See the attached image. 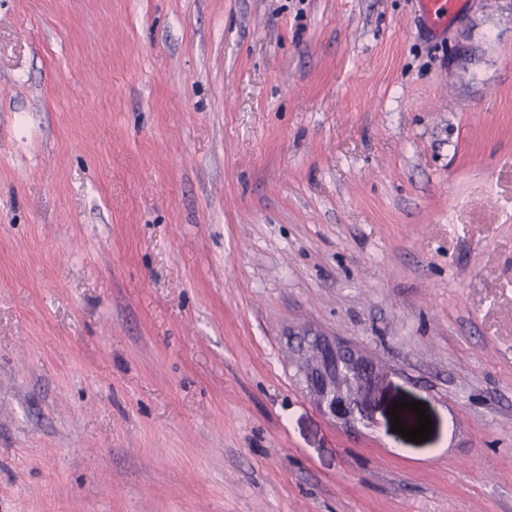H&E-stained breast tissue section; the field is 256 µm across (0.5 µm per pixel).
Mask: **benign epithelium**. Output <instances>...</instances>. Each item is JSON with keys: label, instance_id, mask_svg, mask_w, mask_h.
I'll list each match as a JSON object with an SVG mask.
<instances>
[{"label": "benign epithelium", "instance_id": "1", "mask_svg": "<svg viewBox=\"0 0 512 512\" xmlns=\"http://www.w3.org/2000/svg\"><path fill=\"white\" fill-rule=\"evenodd\" d=\"M292 348L306 390L324 413L349 427L373 420L372 396L383 377L376 360L307 329L296 333Z\"/></svg>", "mask_w": 512, "mask_h": 512}]
</instances>
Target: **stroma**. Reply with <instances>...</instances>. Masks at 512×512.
<instances>
[{"label": "stroma", "mask_w": 512, "mask_h": 512, "mask_svg": "<svg viewBox=\"0 0 512 512\" xmlns=\"http://www.w3.org/2000/svg\"><path fill=\"white\" fill-rule=\"evenodd\" d=\"M0 512H512V0H0ZM423 3L425 13L434 24H441L448 20L453 12L456 0H420ZM292 348L306 390L324 413L349 427L373 420L372 396L383 377L376 360L307 329L296 333Z\"/></svg>", "instance_id": "1"}]
</instances>
